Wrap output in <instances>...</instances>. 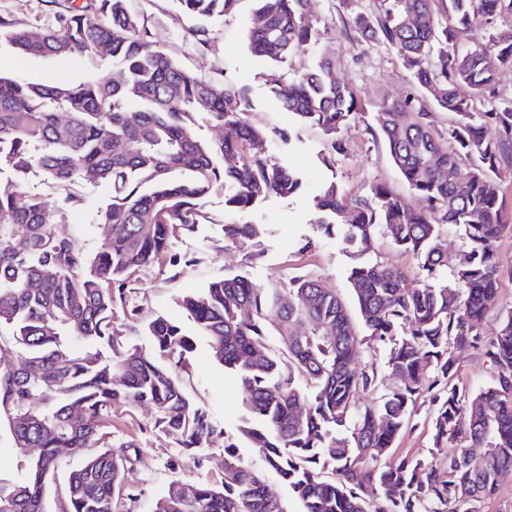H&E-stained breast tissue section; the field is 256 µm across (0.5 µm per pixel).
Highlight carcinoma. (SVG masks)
Here are the masks:
<instances>
[{"label":"carcinoma","mask_w":512,"mask_h":512,"mask_svg":"<svg viewBox=\"0 0 512 512\" xmlns=\"http://www.w3.org/2000/svg\"><path fill=\"white\" fill-rule=\"evenodd\" d=\"M239 0H179L191 14L232 13ZM249 49L274 63L317 43L307 19L310 0H255ZM376 14L358 13L355 32L394 50L422 94L448 114L415 100H384L374 112L375 141L417 198L410 207L383 185L349 198L326 183L314 202L317 230L336 225L366 249L379 237L413 255L426 272L353 267L349 282L364 333L345 302L321 280L299 273L288 281V305L238 274L211 281L181 306L215 359L244 393L238 431L276 478L269 482L236 451L224 448L218 486L175 479L154 512H286L271 507L281 486L300 512H456L481 504L512 471V310L492 336L482 332L502 273L497 243L512 232L501 193L512 173V97L498 75L512 69V0H382ZM94 10L103 20L85 21ZM483 39L464 47L462 30ZM35 58H88L118 66L79 84H34L0 76V354L18 364L0 368V418L15 447L38 448L20 479L0 481V512H46L45 491L61 449L96 452L67 478L61 512H112L132 458L112 451V406L153 408L155 427L202 462L199 452L222 434L212 412L183 390L180 357L192 342L164 317L148 324L150 350L127 347L112 328L132 278L155 262L190 266L173 250L205 219L200 201L215 186L224 206L244 211L301 188L300 175L258 151L266 133L249 124L242 89L183 70L157 48L127 0H84L68 6L54 28H22L0 16V49ZM320 54L311 69L271 81L280 106L299 127H316L329 143V167L345 152L341 133L363 111L357 91L331 74ZM491 108L479 112L476 103ZM228 128L205 139L200 121ZM59 187L105 184L111 202L99 211L112 227L94 257L78 235L54 225L84 197L51 200L33 181ZM462 229L465 246L448 265L441 229ZM224 242L243 246L256 224L222 225ZM275 336L278 345L270 342ZM383 344V363L356 373L364 345ZM479 350L493 370L476 392L455 383L457 356ZM362 393L375 402L356 407ZM435 406L427 458H390L419 398ZM332 477L326 478V472Z\"/></svg>","instance_id":"obj_1"}]
</instances>
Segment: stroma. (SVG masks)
<instances>
[{
	"label": "stroma",
	"instance_id": "obj_1",
	"mask_svg": "<svg viewBox=\"0 0 512 512\" xmlns=\"http://www.w3.org/2000/svg\"><path fill=\"white\" fill-rule=\"evenodd\" d=\"M67 0H0V14L17 26L51 27L65 13ZM129 8L143 17L155 46L168 52L187 72L244 89L250 100L246 119L264 129L263 148L304 176L302 188L289 197H270L250 210L237 212L224 205V191L214 188L201 201L205 218L194 236L177 241L175 251L195 255L194 265L173 271L157 263L138 273L127 295V308L138 311V331H131L123 311H116L112 326L132 347L148 348L150 336L141 327L162 316L192 329L180 305L184 296L201 293L208 283L227 274H240L264 288H283L288 279L306 272L336 288L344 300H351L348 276L352 267L383 262L404 268L411 277L421 278L417 260L379 240L367 250L346 242L342 235L331 237L315 226L314 198L330 180L350 196L369 194L382 184L400 195L408 190L392 165L384 147L376 145L367 123L357 120L344 130L347 150L337 156L333 167H325L321 156L326 139L314 127L298 128L293 114L284 111L270 93L272 76L306 72L314 59L328 53L337 81L353 85L366 112H374L385 100L419 97L420 92L401 59L391 49L362 41L352 27L356 13L379 11V0H311L310 22L319 29L318 44L277 65L255 57L246 40L252 15V0H240L235 12L208 22L184 12L177 0H128ZM206 28L208 44L197 41L195 31ZM94 73L90 63H62L28 58L4 49L0 51V74L41 84L52 81L79 83ZM297 129V137L282 142L277 132ZM82 207L69 211L65 222L56 224L58 235L81 234L87 252H94L103 238L97 214L109 203L108 186L82 187ZM255 224L260 234L249 245L234 247L222 240V224ZM498 262L504 273L500 294L484 318L486 332H494L500 314L512 310V234L498 243ZM183 387L195 402L205 405L221 421L225 434L206 449L203 462H194L177 441L155 426V414L147 405H126L112 410V442H135L137 460L127 475V484L113 504V512H153L169 483L175 479L199 483H220L224 448L233 443L239 454L256 469H263L257 451L249 448L238 433L243 414V393L231 374L214 357L203 338H195L185 355L181 371ZM429 404L419 405L407 430L394 445L396 454L427 456L431 446Z\"/></svg>",
	"mask_w": 512,
	"mask_h": 512
}]
</instances>
